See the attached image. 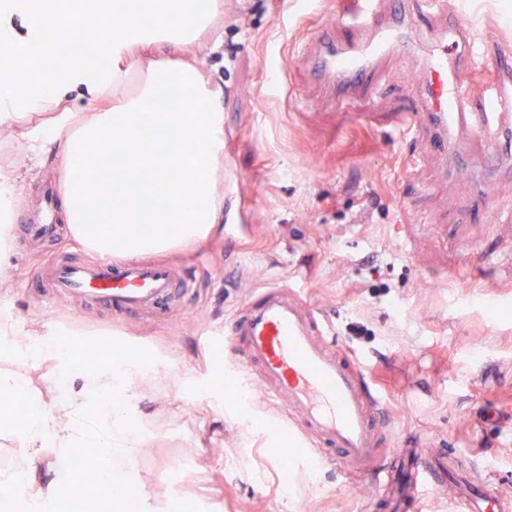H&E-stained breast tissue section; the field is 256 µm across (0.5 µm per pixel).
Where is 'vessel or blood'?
<instances>
[{
  "label": "vessel or blood",
  "mask_w": 512,
  "mask_h": 512,
  "mask_svg": "<svg viewBox=\"0 0 512 512\" xmlns=\"http://www.w3.org/2000/svg\"><path fill=\"white\" fill-rule=\"evenodd\" d=\"M425 13L439 16L442 0H423ZM421 15V16H424ZM420 15L407 12L404 0L380 9L378 0H355L347 24L352 35H336L335 20L322 24L303 48L311 82L331 99L347 100L375 79L382 60L413 57ZM486 49L468 24L444 19L435 43L422 56L421 111L406 114L414 127L429 122L444 158L472 173L485 213L496 210L485 179L512 142V60L500 57L492 81L480 94ZM19 237L56 239V202L46 201L38 222L17 227ZM52 295L68 297L79 308L102 307L122 318L143 310H164L190 291L184 270L167 260H89L54 255L47 268ZM224 350L240 379L257 382L266 400L282 406L290 433L310 442L321 465H336L348 478H366L375 489L373 507L404 512L430 491L441 490L455 456L438 457L427 444L392 448L385 408L367 367L336 344V332L322 313L286 285L251 293L243 309L224 326ZM460 512H512V497L467 473L458 495Z\"/></svg>",
  "instance_id": "b4317fda"
}]
</instances>
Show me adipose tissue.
Returning <instances> with one entry per match:
<instances>
[{
    "label": "adipose tissue",
    "mask_w": 512,
    "mask_h": 512,
    "mask_svg": "<svg viewBox=\"0 0 512 512\" xmlns=\"http://www.w3.org/2000/svg\"><path fill=\"white\" fill-rule=\"evenodd\" d=\"M219 0H83L85 29L111 25L80 54L59 55L50 32L60 21L57 0H0V129L18 131L30 158L50 150L63 157L55 176L63 193V222L86 247L134 258L196 240L221 211L215 166L224 158V113L201 62L171 58L207 31ZM40 55L41 63L15 66ZM144 63L137 92H129L131 62ZM206 154L212 167L192 162ZM107 170L109 194L92 179ZM0 347L34 361L63 360L60 392L68 423L39 399L14 422L22 450L15 469L0 471V512H47L70 492V459L94 448L99 482L122 506L141 435L133 422L135 369L67 363L54 341L43 343L0 312Z\"/></svg>",
    "instance_id": "adipose-tissue-1"
}]
</instances>
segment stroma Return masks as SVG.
Segmentation results:
<instances>
[{
    "label": "stroma",
    "mask_w": 512,
    "mask_h": 512,
    "mask_svg": "<svg viewBox=\"0 0 512 512\" xmlns=\"http://www.w3.org/2000/svg\"><path fill=\"white\" fill-rule=\"evenodd\" d=\"M350 0H221L194 51L224 109L217 179L236 230L215 225L163 257L194 266L180 307L124 319L70 314L33 283L48 258L11 240L0 265V306L19 326L64 331L75 363L89 339L143 364L135 382L142 443L132 483L151 512H364L367 485L316 465L260 387L224 373V322L250 290L290 284L334 324L338 344L376 375L398 443L424 440L461 456L512 494V174L492 190L486 221L466 180H442L428 134L397 130L418 104L413 63H383L376 93L346 106L318 96L301 44ZM486 43L512 45L507 0H444ZM22 184L11 221L37 212L52 170ZM59 407L55 364L0 353V372ZM287 445L280 466L270 445Z\"/></svg>",
    "instance_id": "1"
}]
</instances>
